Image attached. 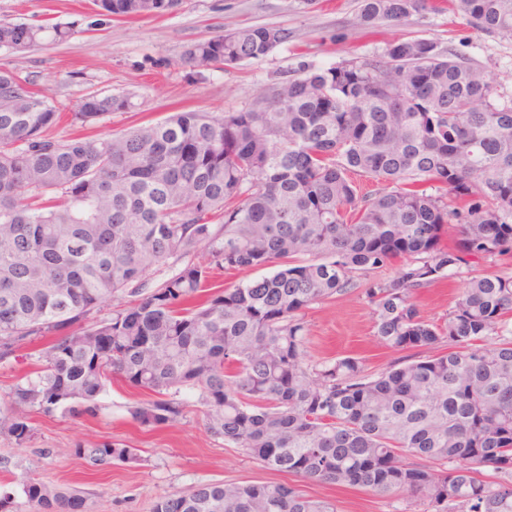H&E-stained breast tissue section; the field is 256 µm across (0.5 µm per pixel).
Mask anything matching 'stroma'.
I'll list each match as a JSON object with an SVG mask.
<instances>
[{"mask_svg": "<svg viewBox=\"0 0 512 512\" xmlns=\"http://www.w3.org/2000/svg\"><path fill=\"white\" fill-rule=\"evenodd\" d=\"M361 0H182L163 17L98 22L93 0H0V22L72 26L62 43L44 42L19 53H0V65L19 67L37 87L48 89L63 108L88 93L133 94L135 106L87 127L89 135L117 133L159 121L182 110L221 114L249 106L258 88L328 69L355 58L382 55L388 42L427 38L452 48L479 67L504 97H512V40L471 26L454 6L424 7L402 22H379L369 29L359 20ZM246 26L288 28L292 38L267 56L224 70L198 71L179 65L195 41ZM512 271V255L472 259L459 273L420 289L421 316L441 321L470 277ZM356 275L348 293L306 308L305 360L315 366L346 356L363 360L368 374L413 358L410 350L380 344L364 290ZM115 378L100 395L96 414L31 413L32 438L24 444L0 436V492H9L17 512H30L23 493L35 478L84 491L91 512H153L163 496L207 482H277L296 476L266 468L233 443L212 435L196 394L181 419L151 429L132 420L129 409L151 400ZM117 440L136 448L135 460L96 468L74 453L76 444ZM304 492L335 504L336 512H433L411 492L381 497L360 487L334 483L301 484Z\"/></svg>", "mask_w": 512, "mask_h": 512, "instance_id": "1", "label": "stroma"}]
</instances>
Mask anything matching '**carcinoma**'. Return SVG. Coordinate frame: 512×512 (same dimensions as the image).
Segmentation results:
<instances>
[{
    "label": "carcinoma",
    "instance_id": "cac0c4a2",
    "mask_svg": "<svg viewBox=\"0 0 512 512\" xmlns=\"http://www.w3.org/2000/svg\"><path fill=\"white\" fill-rule=\"evenodd\" d=\"M423 2L362 0L360 19L400 22ZM457 2L476 28L512 38V0ZM179 3L97 0L108 20ZM45 32L1 21L0 50ZM291 38L241 27L189 44L180 62L232 67ZM31 85L0 67V361L50 342L8 393L0 435L30 440L32 411L92 413L118 376L157 394L129 409L143 426L175 422L194 390L208 430L269 469L379 496L410 490L435 512H512V480L482 478L485 467L512 477V273L470 278L438 323L413 301L472 257L512 253V100L479 68L430 39L393 41L379 57L261 87L235 112H175L93 138L52 135L60 106ZM132 98L90 93L71 124L127 112ZM353 174L381 188L361 194ZM396 258L395 277L365 288L376 336L425 356L376 376L353 357L308 366L300 312ZM169 261L179 271L151 285ZM254 268L272 272L210 289L215 270ZM107 298L112 316L91 318ZM486 336L497 342L478 345ZM74 453L95 467L135 459L112 441ZM41 485L23 487L32 512H88L81 491L49 501ZM153 512L336 508L290 484L200 483Z\"/></svg>",
    "mask_w": 512,
    "mask_h": 512
}]
</instances>
